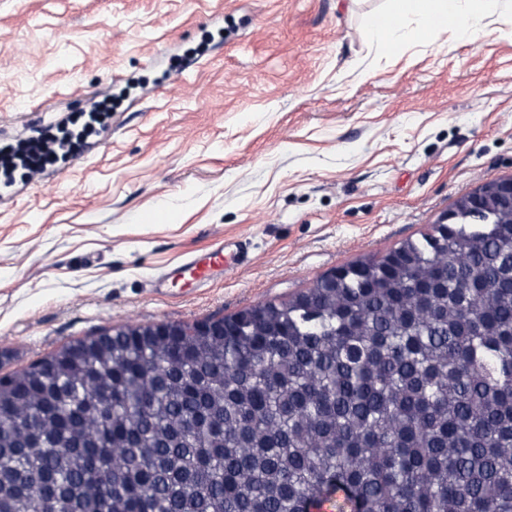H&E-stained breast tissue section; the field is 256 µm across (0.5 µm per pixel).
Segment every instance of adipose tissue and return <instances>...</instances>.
Here are the masks:
<instances>
[{"mask_svg":"<svg viewBox=\"0 0 512 512\" xmlns=\"http://www.w3.org/2000/svg\"><path fill=\"white\" fill-rule=\"evenodd\" d=\"M491 6V0H392L390 11L384 12V24L370 25L369 32L385 50L399 49L403 44L401 22L418 17L422 34H438L455 29L460 38L471 39Z\"/></svg>","mask_w":512,"mask_h":512,"instance_id":"obj_1","label":"adipose tissue"}]
</instances>
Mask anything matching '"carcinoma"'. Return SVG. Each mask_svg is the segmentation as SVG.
Instances as JSON below:
<instances>
[{
  "label": "carcinoma",
  "mask_w": 512,
  "mask_h": 512,
  "mask_svg": "<svg viewBox=\"0 0 512 512\" xmlns=\"http://www.w3.org/2000/svg\"><path fill=\"white\" fill-rule=\"evenodd\" d=\"M0 378V512H512V217Z\"/></svg>",
  "instance_id": "carcinoma-1"
}]
</instances>
